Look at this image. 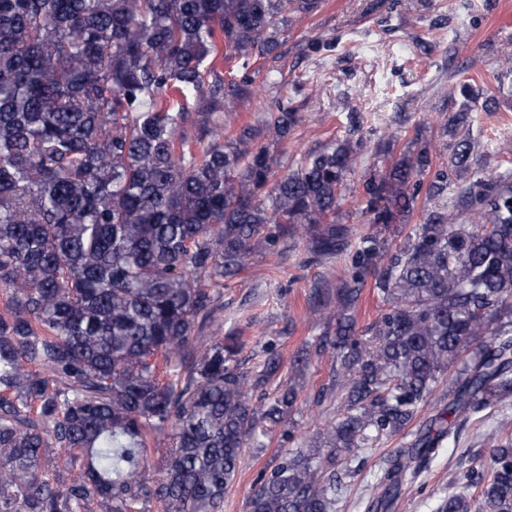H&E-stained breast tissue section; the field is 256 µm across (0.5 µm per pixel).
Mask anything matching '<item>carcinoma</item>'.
I'll use <instances>...</instances> for the list:
<instances>
[{"mask_svg": "<svg viewBox=\"0 0 512 512\" xmlns=\"http://www.w3.org/2000/svg\"><path fill=\"white\" fill-rule=\"evenodd\" d=\"M320 0H0V512H224L244 448L288 421L298 393L249 398L222 325L224 279L253 241L279 230L317 258L354 248L352 271L314 315L327 324L336 420L254 486L249 512H335L337 469L405 432V449L367 488L366 512H396L457 424L512 405V169L473 168L463 132L491 97L463 83L448 162L417 142L365 184L370 224H404L406 243L339 220L356 148L334 140L284 171L234 109L204 89L220 48L264 58L282 27ZM195 98L196 111L187 108ZM300 120L265 117L279 141ZM198 127L194 152L181 133ZM432 174L428 184L421 177ZM382 310L356 334L366 275ZM487 336L489 340L480 341ZM269 357L259 381L280 373ZM169 429V448L150 446ZM461 476L439 512H512V436Z\"/></svg>", "mask_w": 512, "mask_h": 512, "instance_id": "cac0c4a2", "label": "carcinoma"}]
</instances>
